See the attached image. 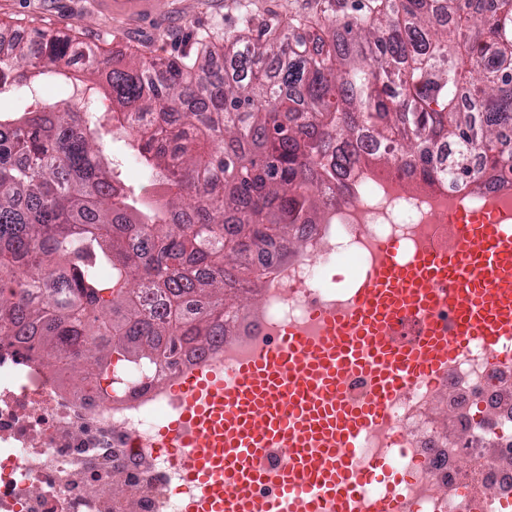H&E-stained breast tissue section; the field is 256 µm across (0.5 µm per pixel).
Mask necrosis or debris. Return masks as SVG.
<instances>
[{
	"mask_svg": "<svg viewBox=\"0 0 512 512\" xmlns=\"http://www.w3.org/2000/svg\"><path fill=\"white\" fill-rule=\"evenodd\" d=\"M463 204L511 220L512 184L463 192L424 186L394 165L349 169L323 191L303 246L269 260L260 305L233 314L223 341L172 369L128 363L109 397L91 383L66 387L36 352L0 346V512H184L197 489L155 446L178 416L180 375L203 361L232 369L286 325L316 334L319 314L350 305L380 243L410 253L455 246L450 217ZM342 264L352 284L336 288L326 272ZM389 417L391 428L364 434L360 460L384 456L405 470L397 512H504L512 503V341L469 346L436 380L408 386Z\"/></svg>",
	"mask_w": 512,
	"mask_h": 512,
	"instance_id": "necrosis-or-debris-1",
	"label": "necrosis or debris"
}]
</instances>
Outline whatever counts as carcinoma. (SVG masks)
Listing matches in <instances>:
<instances>
[{
	"mask_svg": "<svg viewBox=\"0 0 512 512\" xmlns=\"http://www.w3.org/2000/svg\"><path fill=\"white\" fill-rule=\"evenodd\" d=\"M473 2L387 0L276 42L229 38L222 72L188 55L118 66L66 32L0 44V86L22 70L30 90L50 78L111 104L0 108V337H37L107 395L114 355L170 369L217 343L256 296L236 292L261 277L248 258L301 246L345 169L400 164L461 191L505 179L512 9ZM154 112L171 115L162 133ZM116 133L155 202L101 154Z\"/></svg>",
	"mask_w": 512,
	"mask_h": 512,
	"instance_id": "1",
	"label": "carcinoma"
}]
</instances>
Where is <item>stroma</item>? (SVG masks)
<instances>
[{
  "mask_svg": "<svg viewBox=\"0 0 512 512\" xmlns=\"http://www.w3.org/2000/svg\"><path fill=\"white\" fill-rule=\"evenodd\" d=\"M354 0H0V37L67 31L108 56L168 58L195 53L199 41L222 45L258 36L262 24L292 15L342 20Z\"/></svg>",
  "mask_w": 512,
  "mask_h": 512,
  "instance_id": "obj_1",
  "label": "stroma"
}]
</instances>
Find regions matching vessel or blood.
I'll return each instance as SVG.
<instances>
[{"mask_svg":"<svg viewBox=\"0 0 512 512\" xmlns=\"http://www.w3.org/2000/svg\"><path fill=\"white\" fill-rule=\"evenodd\" d=\"M457 245L421 247L405 257L383 245L376 268L349 308L307 336L283 327L277 344L239 362L232 380L207 364L182 375L181 406L158 447L182 460L200 486L186 512H393L405 475L386 458L359 465V444L387 425L408 385L439 377L468 346L512 340V223L492 211L459 209ZM448 310L447 323L431 320ZM415 320L412 339L398 334ZM368 379L359 398L348 377ZM386 496L365 498L369 484Z\"/></svg>","mask_w":512,"mask_h":512,"instance_id":"b4317fda","label":"vessel or blood"}]
</instances>
